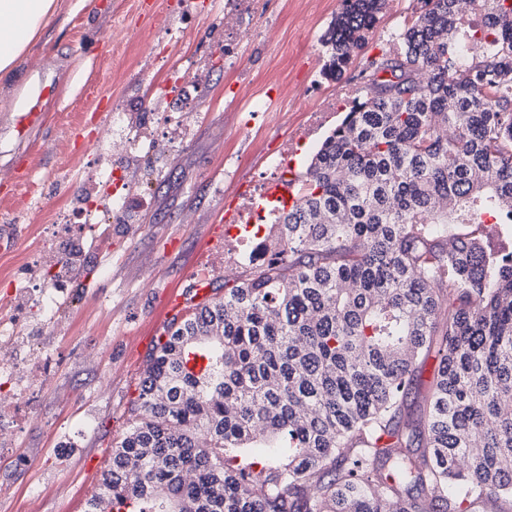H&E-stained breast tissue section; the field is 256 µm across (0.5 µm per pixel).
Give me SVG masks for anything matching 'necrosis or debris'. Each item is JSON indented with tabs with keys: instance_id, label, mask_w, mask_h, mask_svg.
<instances>
[{
	"instance_id": "obj_1",
	"label": "necrosis or debris",
	"mask_w": 512,
	"mask_h": 512,
	"mask_svg": "<svg viewBox=\"0 0 512 512\" xmlns=\"http://www.w3.org/2000/svg\"><path fill=\"white\" fill-rule=\"evenodd\" d=\"M261 20L264 32L275 29L274 21L265 19L263 0H224V62L227 68L240 65L236 52V35L243 29L245 16ZM205 69L195 66L188 80L175 79L158 87H149L145 99L152 111L167 117L164 133L157 131L131 117L130 113H113L108 136L112 145L120 149V163H113L111 155H94L83 178L84 193L79 204L71 211V218L62 224L50 225L46 245L33 258L37 269H46L58 278H66L74 266L68 254L55 246L57 238L71 236L77 224H96L101 235H108L112 221L121 219L129 204L136 198L134 187L136 176L159 148H173L185 141L190 116L184 107L191 99L195 88L204 81ZM291 151L290 144H283L277 159L270 161L267 170L255 180L250 191L240 197L237 209V223L250 224L255 220V200L263 196L268 186L279 181L282 164ZM67 296L51 292L39 293L34 281L16 282L0 306L9 311L8 317L0 319V382L13 386L17 392H31L46 384L45 372L37 368L38 358L32 350H21L18 341L23 335V325L31 304H38L42 321L58 322L59 312L68 304Z\"/></svg>"
}]
</instances>
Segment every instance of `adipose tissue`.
Wrapping results in <instances>:
<instances>
[{"instance_id":"adipose-tissue-1","label":"adipose tissue","mask_w":512,"mask_h":512,"mask_svg":"<svg viewBox=\"0 0 512 512\" xmlns=\"http://www.w3.org/2000/svg\"><path fill=\"white\" fill-rule=\"evenodd\" d=\"M55 11V0H0V78L10 76Z\"/></svg>"}]
</instances>
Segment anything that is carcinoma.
Masks as SVG:
<instances>
[{"mask_svg":"<svg viewBox=\"0 0 512 512\" xmlns=\"http://www.w3.org/2000/svg\"><path fill=\"white\" fill-rule=\"evenodd\" d=\"M341 2L334 82L385 5ZM420 2L278 254L150 354L84 512H512V251L479 234L512 227V0ZM438 366V358L432 355L419 369L418 377L415 388L408 397V403L414 408L422 401V397L426 394L429 386L431 385L434 374Z\"/></svg>","mask_w":512,"mask_h":512,"instance_id":"1","label":"carcinoma"}]
</instances>
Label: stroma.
I'll use <instances>...</instances> for the list:
<instances>
[{
    "label": "stroma",
    "mask_w": 512,
    "mask_h": 512,
    "mask_svg": "<svg viewBox=\"0 0 512 512\" xmlns=\"http://www.w3.org/2000/svg\"><path fill=\"white\" fill-rule=\"evenodd\" d=\"M214 0H56L41 37L21 58L16 77L0 81V229L10 241L0 249V295L10 281L27 278L29 259L47 225L80 201L68 176L85 163L84 144L97 136L112 109L124 106L139 120L158 123L141 98L148 84L196 60H214L198 96L186 142L146 164L143 196L105 242L85 234L82 263L71 286L73 303L57 326L31 317L27 334L49 372L35 398L0 394L17 422L0 428V512H27L38 495L41 512H84L95 486L87 468L104 470L102 454L128 426L130 408L148 355L150 336L165 316L170 290L187 291L200 271L214 288L226 275H247L249 262H224L223 216L290 141L288 172L305 171L333 129L326 122L306 135L308 114L280 93L281 82L304 84L315 98L336 97L348 111L343 86H369V60L392 54L399 16L382 13L341 81L321 78L320 38L340 0H265L276 22L269 37L239 41L242 68L225 69L224 26ZM55 63V103L42 119L19 125L14 100L32 73ZM152 287H144V277Z\"/></svg>",
    "instance_id": "obj_1"
}]
</instances>
